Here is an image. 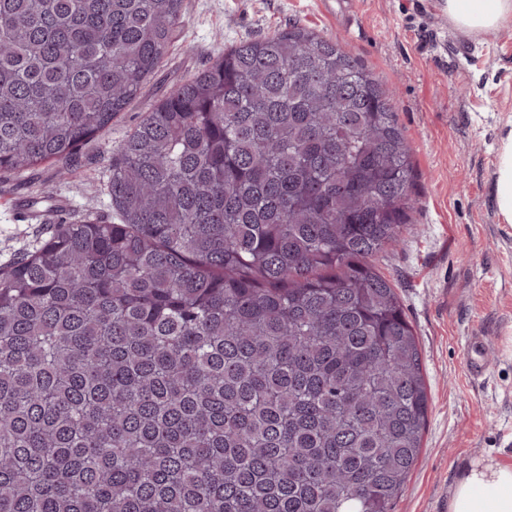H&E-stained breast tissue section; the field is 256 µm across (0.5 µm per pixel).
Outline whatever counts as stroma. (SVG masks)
Masks as SVG:
<instances>
[{"label":"stroma","instance_id":"1","mask_svg":"<svg viewBox=\"0 0 512 512\" xmlns=\"http://www.w3.org/2000/svg\"><path fill=\"white\" fill-rule=\"evenodd\" d=\"M443 0H183L185 23L142 94L59 175L47 162L0 173V265L57 224L113 223L112 154L165 93L225 47L297 21L337 40L393 93L412 151L413 232L377 261L422 350L430 407L419 462L394 512H448L472 463L512 464V225L494 170L512 124V26L465 33ZM483 339L468 376L465 340Z\"/></svg>","mask_w":512,"mask_h":512}]
</instances>
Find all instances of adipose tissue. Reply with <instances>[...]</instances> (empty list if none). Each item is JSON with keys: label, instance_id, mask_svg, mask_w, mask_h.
<instances>
[{"label": "adipose tissue", "instance_id": "ef3b65f1", "mask_svg": "<svg viewBox=\"0 0 512 512\" xmlns=\"http://www.w3.org/2000/svg\"><path fill=\"white\" fill-rule=\"evenodd\" d=\"M449 20L465 32H489L512 23V0H444ZM495 203L505 224H512V129L501 138L494 171ZM448 512H512V465L476 462L459 482Z\"/></svg>", "mask_w": 512, "mask_h": 512}]
</instances>
